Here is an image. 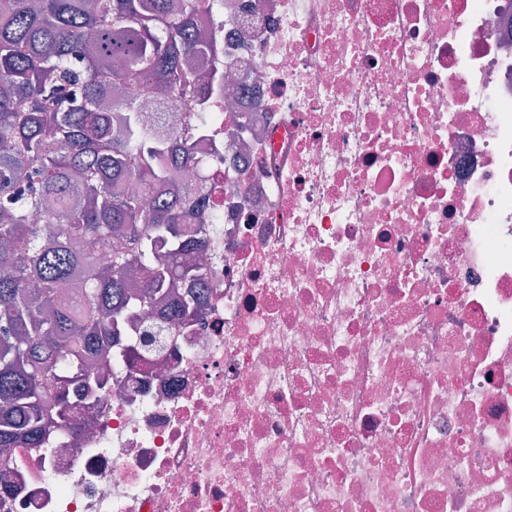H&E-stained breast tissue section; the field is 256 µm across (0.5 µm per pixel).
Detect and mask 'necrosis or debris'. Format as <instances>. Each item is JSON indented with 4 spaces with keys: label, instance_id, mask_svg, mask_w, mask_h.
Instances as JSON below:
<instances>
[{
    "label": "necrosis or debris",
    "instance_id": "4bbe7bcc",
    "mask_svg": "<svg viewBox=\"0 0 512 512\" xmlns=\"http://www.w3.org/2000/svg\"><path fill=\"white\" fill-rule=\"evenodd\" d=\"M199 318L0 512H512V0H224Z\"/></svg>",
    "mask_w": 512,
    "mask_h": 512
}]
</instances>
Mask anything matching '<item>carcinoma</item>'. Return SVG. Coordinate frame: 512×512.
Segmentation results:
<instances>
[{"label": "carcinoma", "mask_w": 512, "mask_h": 512, "mask_svg": "<svg viewBox=\"0 0 512 512\" xmlns=\"http://www.w3.org/2000/svg\"><path fill=\"white\" fill-rule=\"evenodd\" d=\"M224 0H0V464L10 448L77 433L109 379L112 344L141 322L168 326L203 306L179 282L208 235L182 225L204 202L185 199L165 164L178 148L197 169L196 129L144 128L139 97L154 91L210 111L202 72L219 52L202 13ZM166 186L160 199L153 186ZM140 275L144 287L129 286Z\"/></svg>", "instance_id": "1"}]
</instances>
